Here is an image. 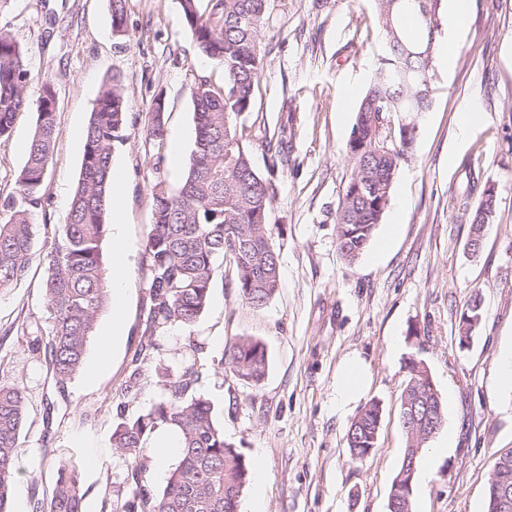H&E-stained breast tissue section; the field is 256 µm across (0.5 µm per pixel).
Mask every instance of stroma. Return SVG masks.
<instances>
[{"label":"stroma","instance_id":"stroma-1","mask_svg":"<svg viewBox=\"0 0 512 512\" xmlns=\"http://www.w3.org/2000/svg\"><path fill=\"white\" fill-rule=\"evenodd\" d=\"M447 54L431 73V104L394 123L414 122L411 153L374 236L354 263L336 250V207L352 164L346 153L357 108L384 47L372 0H273L275 27L264 39L252 112L283 139L271 161L252 146L255 169L274 188L269 223L280 253L281 286L263 308L241 301L228 263H216L208 307L191 329L158 337L148 368L172 363L188 338L198 353L199 388L224 426V440L264 463L265 512H387L404 453L398 404L406 362L426 364L445 403L446 423L422 451L415 512H486L494 458L512 451V386L499 363L512 351V0H470ZM0 27L23 49L30 92L50 82L58 136L36 210L27 274L0 292V382L26 391L20 472L12 490L33 512L48 500L59 464L72 465L84 512H105L127 462L112 446L121 416L144 413L160 391L128 388L141 348L147 304L145 244L152 188H176L193 148L192 90L223 85L224 70L199 54L179 0H126L123 32L108 0H0ZM123 77L125 140L112 165L122 174L124 221L133 251L126 282V334L102 352L112 312L97 319L82 371L57 391L28 330L46 322L44 256L65 222L77 184L92 105L112 72ZM166 107L164 161L146 130L155 95ZM478 118L468 133L460 115ZM36 115L21 112L0 138V202L12 195ZM494 187L497 208L478 254L454 204L470 189ZM484 319L470 346L459 343L472 291ZM262 342L269 368L256 386L218 360L229 340ZM363 367L360 398L336 403V380L350 360ZM381 407L378 441L352 462L348 427L370 401Z\"/></svg>","mask_w":512,"mask_h":512}]
</instances>
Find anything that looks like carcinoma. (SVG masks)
<instances>
[{"label": "carcinoma", "instance_id": "carcinoma-1", "mask_svg": "<svg viewBox=\"0 0 512 512\" xmlns=\"http://www.w3.org/2000/svg\"><path fill=\"white\" fill-rule=\"evenodd\" d=\"M270 0H180L182 20L195 48L224 69V85L206 81L192 92L195 141L179 185L153 187L152 224L145 245L148 296L142 336L144 352L156 338L175 327H189L206 309L214 266L230 261L241 300L255 308L266 305L280 288V258L269 229L273 199L271 182L255 169L250 143L261 139L272 162L279 143L256 134L248 112L252 106L270 28ZM375 18L385 38L369 87L357 110L347 154L352 171L336 208V249L355 262L371 241L391 198L416 127L393 131L395 113L425 112L430 106L429 78L441 37V0H373ZM24 52L11 34L0 29V138L10 135L18 113L33 110L35 129L25 162L16 178L15 194L0 216V291L27 272L35 241V209L56 139V97L50 84L38 96L28 92ZM165 102L157 94L150 108L147 136L157 148L155 170L164 156ZM127 103L122 78L115 72L102 86L86 127L80 177L60 238L46 254L44 299L49 331L44 343L48 368L59 391L84 365L99 315L110 303L102 246L112 187V154L125 139ZM493 188H485L475 204L465 196L459 210L477 233L495 213ZM484 317L479 293L471 294L459 320ZM201 343L189 339L180 348L175 370L148 375L146 357L133 360L132 387L159 386L162 397L146 412L121 417L112 447L129 460L125 477L130 495L113 491L110 512H238L249 482L243 455L224 441V426L211 402L197 391L202 372L195 355ZM238 380L255 386L268 369L262 343L249 337L229 342L218 361ZM407 382L399 416L407 438L405 455L420 458L425 443L445 423V409L431 374L420 361L408 359ZM26 394L18 384L0 383V512H8L19 473L20 435L25 425ZM433 415L429 425L427 415ZM379 404L371 402L352 420L347 432L350 458L364 459L376 447ZM160 429L180 436L178 463L168 472L162 492L145 486L151 457L147 445ZM491 479L512 491V464L496 459ZM82 489L75 470L60 466L47 512H83Z\"/></svg>", "mask_w": 512, "mask_h": 512}]
</instances>
